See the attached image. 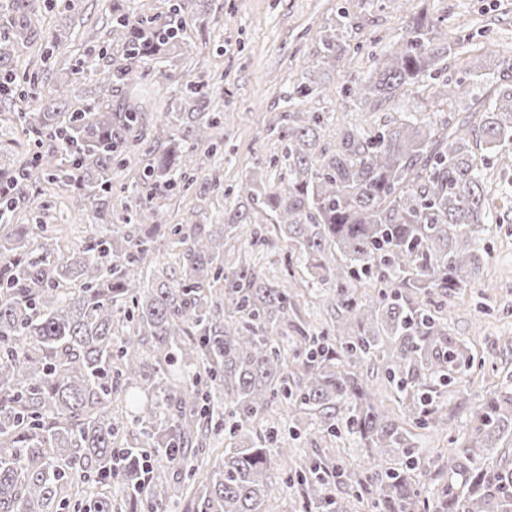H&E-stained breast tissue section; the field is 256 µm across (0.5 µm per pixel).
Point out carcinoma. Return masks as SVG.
<instances>
[{
    "label": "carcinoma",
    "instance_id": "carcinoma-1",
    "mask_svg": "<svg viewBox=\"0 0 512 512\" xmlns=\"http://www.w3.org/2000/svg\"><path fill=\"white\" fill-rule=\"evenodd\" d=\"M169 2L163 15L138 16L112 3L105 67L76 64L37 98L17 82V66L34 85L35 67L70 60L68 40L45 30L38 0H0V110L67 162L41 174L75 187L71 206L138 227L77 244L61 263L34 246L38 225L19 222L41 174L26 161L0 166V512H171L183 502L191 512H270L281 492L270 471L293 460V450L275 427L257 439L251 432L274 405L294 423L305 414L327 434L340 426L366 446L355 468L316 460L294 470L306 508L349 512L330 494L333 481L356 492L374 485L372 512H421L426 482L446 468L404 421L448 431L436 396L474 363L449 335L445 306L488 262L480 248L492 191L484 151L512 141V61L501 62L502 83L481 112L438 120L406 112L344 127L331 142L323 138L327 113H281L268 131L282 155L260 168L285 172L271 187L239 185L227 224H163L154 202L195 185V145L223 148L208 130L230 113L218 112L205 84L188 83L196 109L167 113L172 132L130 185L136 209L116 218L112 172L139 151L149 106L138 95L115 108L110 96L86 100L71 77L133 89L140 64L154 60L159 81H171L184 16L201 0ZM432 26L428 15H413L406 35L343 95L377 107L433 78L453 47L432 45ZM346 29L341 13L319 36L323 67L341 68ZM472 90L447 82L431 103L452 106ZM298 94L332 100L312 79ZM259 212L269 224L251 221ZM232 238L248 255L275 238L286 243L282 280L226 258ZM168 241L182 247L176 268L160 262ZM297 282L333 293L335 315L319 336L293 318ZM367 365L396 388L402 419L370 393ZM130 423L142 427L140 438L120 446L117 434ZM220 435L224 450L207 473L192 467L170 477L171 465L213 448ZM451 443L448 483L431 512H512V389L487 395ZM152 457L163 468L143 479L140 465Z\"/></svg>",
    "mask_w": 512,
    "mask_h": 512
}]
</instances>
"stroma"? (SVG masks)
<instances>
[{
  "label": "stroma",
  "mask_w": 512,
  "mask_h": 512,
  "mask_svg": "<svg viewBox=\"0 0 512 512\" xmlns=\"http://www.w3.org/2000/svg\"><path fill=\"white\" fill-rule=\"evenodd\" d=\"M106 0H74L75 14L47 13L53 28L71 26L76 39L73 58L98 56L101 44L80 39L82 25L103 24ZM347 12V30L342 68L320 72L321 80L349 84L368 77L376 59L392 49L410 27L413 14L427 13L435 26V43H457L455 54L444 57L435 73L436 82L474 83L471 108L483 105L498 84V74L488 71L491 55H512V0H415L411 11L395 9L391 0H213L209 14H187V34L177 58L176 81L162 84L155 75L157 65L142 66L141 86L160 102L182 103L187 82H203L216 96L230 120L213 134L224 142L222 153L211 156L199 150L202 175L218 174L219 191L159 195L157 204L165 222H180L195 214L202 224H220L229 200L224 193L253 171L258 160L280 152L277 137L269 134L271 118L287 112L305 83L324 26ZM430 105L426 90H406L393 101L372 111L335 98L323 104L308 100L307 108L324 107L334 116L335 126L363 125L386 120L401 112H421ZM497 189L491 194L492 216L482 245L490 258L467 288L448 298V332L461 347L474 355V365L457 374L441 395L455 434L470 426L474 411L491 391L512 384V200L500 191L512 186V142L489 151ZM72 187L49 188L40 184L31 191L29 207L22 211L25 223L44 224L39 240L53 255L67 254L70 246L92 236L111 233V225H100L93 212L68 208ZM302 435L292 443L300 462L324 458L330 462L356 464L365 449L359 440L342 435L327 436L309 420L300 423Z\"/></svg>",
  "instance_id": "1"
}]
</instances>
